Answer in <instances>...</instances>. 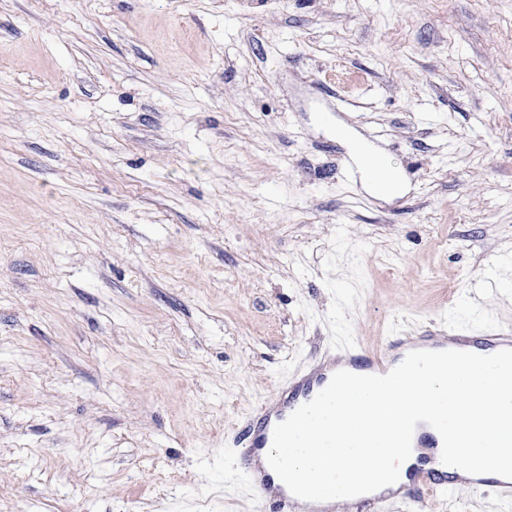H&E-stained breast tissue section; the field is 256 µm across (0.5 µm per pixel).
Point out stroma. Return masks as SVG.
Here are the masks:
<instances>
[{"instance_id": "stroma-1", "label": "stroma", "mask_w": 512, "mask_h": 512, "mask_svg": "<svg viewBox=\"0 0 512 512\" xmlns=\"http://www.w3.org/2000/svg\"><path fill=\"white\" fill-rule=\"evenodd\" d=\"M448 323L512 325V0H0V512H270L226 433ZM353 155L361 168L365 185L374 192L375 163L377 160L387 157L372 146L359 141H356L353 145Z\"/></svg>"}]
</instances>
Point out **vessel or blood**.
<instances>
[{
	"instance_id": "b4317fda",
	"label": "vessel or blood",
	"mask_w": 512,
	"mask_h": 512,
	"mask_svg": "<svg viewBox=\"0 0 512 512\" xmlns=\"http://www.w3.org/2000/svg\"><path fill=\"white\" fill-rule=\"evenodd\" d=\"M484 348L512 349V330L491 328L484 336L477 338L454 326L449 327L444 336L427 329L418 336L392 337L384 352L379 354L355 341L342 343L336 349L327 348L314 356L301 372L280 383L275 394L253 409L240 429L228 435L230 455L246 474L252 489L271 502L273 512H299L298 499L289 489H273L271 471L263 467L258 451L271 447L275 426L301 405L311 401L328 385L335 372L349 367L361 375H383L394 368L398 351L404 349L470 351ZM441 445V439L431 434L418 438L416 446L422 465L415 470L411 483L399 486L387 495L368 493L346 499L341 505L332 502L322 512H381L382 505L391 501L408 500L422 493L447 497L462 487L475 494L484 493L490 488L499 500L506 503L512 501V480L500 478L490 483L479 475L460 476L456 468L442 463L439 454Z\"/></svg>"
}]
</instances>
